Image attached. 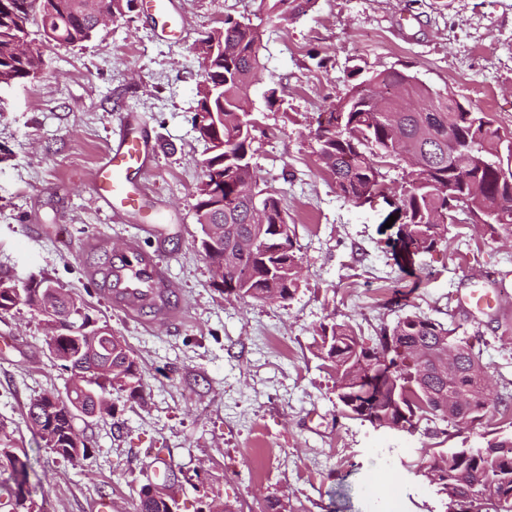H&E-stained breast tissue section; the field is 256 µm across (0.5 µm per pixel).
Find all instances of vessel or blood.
<instances>
[{"mask_svg": "<svg viewBox=\"0 0 512 512\" xmlns=\"http://www.w3.org/2000/svg\"><path fill=\"white\" fill-rule=\"evenodd\" d=\"M154 152L153 144L131 131L109 145L97 162L93 191L115 218L141 209L149 194L146 173ZM83 248L100 255V263L89 266L87 275L116 308L132 317L150 311L157 324L178 319L181 308L175 301L169 268L156 252L143 247L140 238L113 248L96 235L85 239Z\"/></svg>", "mask_w": 512, "mask_h": 512, "instance_id": "vessel-or-blood-1", "label": "vessel or blood"}]
</instances>
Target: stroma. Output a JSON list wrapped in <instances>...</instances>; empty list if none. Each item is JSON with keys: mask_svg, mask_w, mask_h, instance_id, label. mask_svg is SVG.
Returning <instances> with one entry per match:
<instances>
[{"mask_svg": "<svg viewBox=\"0 0 512 512\" xmlns=\"http://www.w3.org/2000/svg\"><path fill=\"white\" fill-rule=\"evenodd\" d=\"M184 39L161 38L138 0L130 21L100 27L82 44L44 42L32 30L45 69L0 88V274L18 286L47 277L78 295L137 358L144 400L112 398L111 416L78 423L91 447L71 463L29 427L30 403L65 391L44 325L18 305L0 313V421L36 471L31 497L43 512H90L100 496L112 512H132L153 482L151 449L167 448L183 470L180 512H266L287 495L291 512H446L444 497L413 469L426 450L464 448L491 430L512 433V412L475 428L415 433L344 417L334 378L312 346L322 324L350 325L370 339L415 313L454 324L483 351L494 383L512 380V241L470 221L449 225L427 252L409 254L390 193L356 207L341 198L310 134L319 113L347 91L352 66L411 64L433 88L453 92L512 131V0H317L297 18H278L269 0H175ZM263 30L265 79L253 88L259 121L255 162L295 226L302 278L285 302L226 297L195 240V187L207 143L195 130L201 69L198 34L225 15ZM323 66H316L315 57ZM277 88L281 104L268 108ZM140 116L155 145L145 210L113 221L97 202L92 171ZM157 227L159 252L177 287L182 317L149 324L115 308L85 274L95 255L87 237L111 246ZM490 296L473 307L471 289Z\"/></svg>", "mask_w": 512, "mask_h": 512, "instance_id": "1", "label": "stroma"}]
</instances>
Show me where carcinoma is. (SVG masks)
Listing matches in <instances>:
<instances>
[{
  "label": "carcinoma",
  "instance_id": "obj_1",
  "mask_svg": "<svg viewBox=\"0 0 512 512\" xmlns=\"http://www.w3.org/2000/svg\"><path fill=\"white\" fill-rule=\"evenodd\" d=\"M89 0H0V87L38 77L44 71L40 51L31 47L28 28L37 25L50 43L77 45L100 25ZM125 20L135 0H98ZM271 13L299 17L316 0H270ZM259 27L227 15L220 25L200 32L192 50L201 68L196 113L220 112L218 127L197 129L209 145L200 182L224 184V194L198 187L194 205L197 223L218 230L216 248L199 242L209 263L231 254L234 268L224 275L222 291L239 300L285 302L298 284L301 264L295 251V230L280 199L266 188L258 172L256 123L250 89L261 81ZM345 95L331 102L314 130L319 160L345 201L363 205L387 188L375 166L379 157L394 159L402 169L399 187L404 223L399 232L412 252H427L445 238L448 223L461 212L493 236L512 238V133L457 95L435 89L409 67L349 74ZM55 288L50 303L38 296L39 283ZM19 289L0 276V313L19 304L37 311L42 320L61 324L59 335L46 342L50 356L69 373L65 396L33 400L28 423L44 447L78 463L87 458L86 442L76 447L70 434L79 415L75 404L95 396L125 394L143 398L144 382L125 340L105 322L90 317L85 302L48 278ZM316 355L335 377L340 412L375 427L415 432L422 421L474 426L490 412L512 409V394L492 390L481 349L457 335V328L426 316L409 314L381 329L368 346L346 324L320 325ZM52 419V427L39 421ZM0 468L9 478L0 482V509L35 512L23 487L29 483V458L0 422ZM415 474L435 486L448 501L447 512H512V434L495 436L477 448L434 453ZM133 512H166L164 500L138 495Z\"/></svg>",
  "mask_w": 512,
  "mask_h": 512
}]
</instances>
